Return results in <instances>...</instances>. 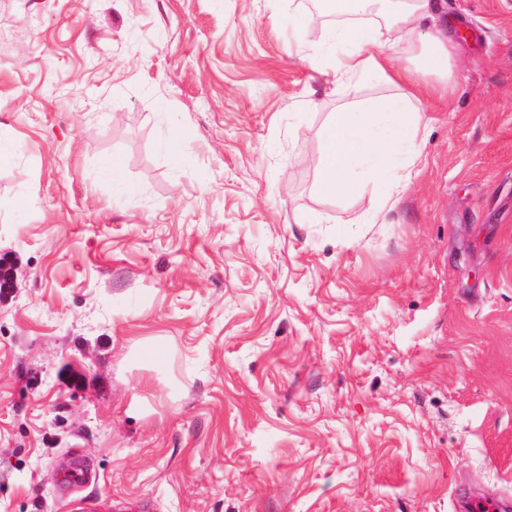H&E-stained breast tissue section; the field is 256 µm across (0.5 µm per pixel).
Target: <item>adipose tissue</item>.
<instances>
[{"label":"adipose tissue","instance_id":"adipose-tissue-1","mask_svg":"<svg viewBox=\"0 0 512 512\" xmlns=\"http://www.w3.org/2000/svg\"><path fill=\"white\" fill-rule=\"evenodd\" d=\"M336 12L352 17L347 26L330 29L310 51L313 57L332 58L338 82L376 81L397 86L398 94L336 113L325 134V148L316 161L317 189L328 196L360 197L368 182L399 181L389 166L390 154L401 153L405 170L420 156L417 134L422 123L421 96H443L450 88L454 45L431 28L434 0H327ZM375 14L384 26L368 31L356 18ZM406 46L408 64L392 54ZM432 75L433 83L417 87L415 77Z\"/></svg>","mask_w":512,"mask_h":512}]
</instances>
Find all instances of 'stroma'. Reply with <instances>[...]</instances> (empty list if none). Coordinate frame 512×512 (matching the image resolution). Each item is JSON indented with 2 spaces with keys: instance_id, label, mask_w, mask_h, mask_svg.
I'll use <instances>...</instances> for the list:
<instances>
[{
  "instance_id": "stroma-1",
  "label": "stroma",
  "mask_w": 512,
  "mask_h": 512,
  "mask_svg": "<svg viewBox=\"0 0 512 512\" xmlns=\"http://www.w3.org/2000/svg\"><path fill=\"white\" fill-rule=\"evenodd\" d=\"M316 14L0 0V512L512 510V0H436L421 171L362 199L313 160L395 88L322 74Z\"/></svg>"
}]
</instances>
